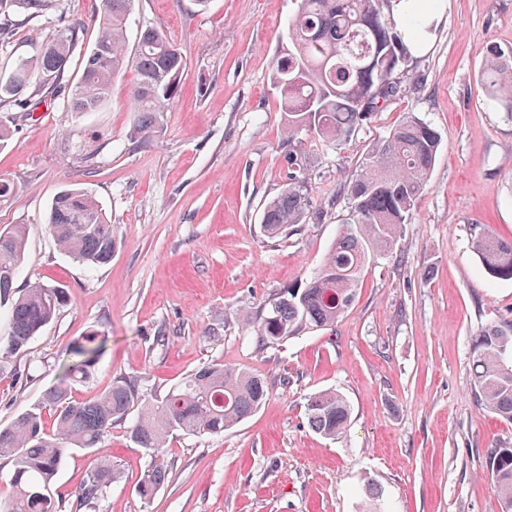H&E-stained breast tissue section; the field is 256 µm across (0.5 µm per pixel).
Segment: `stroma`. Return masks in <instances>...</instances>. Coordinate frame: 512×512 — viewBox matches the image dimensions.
I'll return each instance as SVG.
<instances>
[{
    "mask_svg": "<svg viewBox=\"0 0 512 512\" xmlns=\"http://www.w3.org/2000/svg\"><path fill=\"white\" fill-rule=\"evenodd\" d=\"M0 42V74L32 55L59 17L96 36L99 0H57ZM294 0H135L129 38L161 29L187 59L161 131L131 137L126 66L96 112L66 111L59 94L0 108L10 134L0 179L15 193L0 229L25 224L17 284L63 286L68 299L24 353L0 359V424L41 407L58 365L91 331L107 350L81 401L118 378L163 397L198 367L220 363L265 380L264 406L221 435L168 437L167 480L138 485L151 458L113 424L101 446L67 458L52 487L62 512L98 463L118 477L89 512H362L376 486L385 512H496L489 452L512 444V423L481 410L471 348L482 330L512 325V280L492 278L471 247L483 228L512 239V121L484 99L478 74L490 44H512V0H441L432 32L405 65L398 95L346 141L297 138L306 152L310 219L280 237L261 226L264 203L288 174V119L272 86L288 46ZM440 135L437 159L392 256L372 257L353 306L330 330L259 346L251 331L283 287L322 264L347 213L336 200L371 146L408 114ZM89 191L118 231L110 263L63 255L45 224L52 199ZM27 377H18V370ZM335 390L350 406L336 439L312 432L308 399Z\"/></svg>",
    "mask_w": 512,
    "mask_h": 512,
    "instance_id": "obj_1",
    "label": "stroma"
}]
</instances>
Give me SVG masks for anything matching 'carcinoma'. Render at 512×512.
Here are the masks:
<instances>
[{"mask_svg":"<svg viewBox=\"0 0 512 512\" xmlns=\"http://www.w3.org/2000/svg\"><path fill=\"white\" fill-rule=\"evenodd\" d=\"M52 0H0V39L12 32L6 16L19 4L27 18L46 13ZM134 0H99L98 34L84 54L76 83L66 84L80 24L59 17L55 37L36 54L20 59L10 74L0 76V107L27 105L31 92L44 86L67 94V112H96L111 94L112 80L133 61L137 82L131 92L136 119L133 137H150L163 126L164 113L179 96L186 57L162 31L144 29L133 57L127 55L126 30ZM401 0H296L288 21V49L273 64L272 83L288 116V141L304 128L333 144L351 136L400 90L399 73L412 55L409 35L424 37L431 27L419 17L406 18L409 32L395 20ZM479 82L486 101L512 121V44L487 49ZM440 143L438 132L415 114L378 141L359 173L336 190L348 200V213L324 263L309 280L283 288L260 317L255 336L260 346L294 338L306 330L336 326L352 306L360 275L370 255L393 251L402 227L411 223L424 193ZM307 160L300 145L288 152V181L265 204L262 224L270 235L300 223L308 201ZM59 250L74 261L98 267L112 261L117 236L93 197L83 189H67L52 200L47 217ZM27 240L24 224L0 232V305L8 306L7 353H18L49 324L65 304L66 292L51 285L16 286ZM491 276L512 280V240L487 229L472 241ZM106 336L92 332L60 364L62 385L45 395L55 428L43 426L30 411L0 426V459L12 464L10 492L0 512H58L51 485L74 450H91L116 422L129 424L130 438L157 456L173 433L221 434L256 412L266 401L265 382L246 371L211 363L186 376L162 399H147L123 378L100 395L76 402L70 385L87 378L106 351ZM474 395L478 406L512 422V328L490 327L472 345ZM307 424L334 439L344 433L350 408L334 390L311 397ZM489 466L500 488L499 512H512V446L491 449ZM117 472L99 467L79 489L77 505L95 503ZM166 479L153 461L144 471L139 494L151 498Z\"/></svg>","mask_w":512,"mask_h":512,"instance_id":"carcinoma-1","label":"carcinoma"}]
</instances>
